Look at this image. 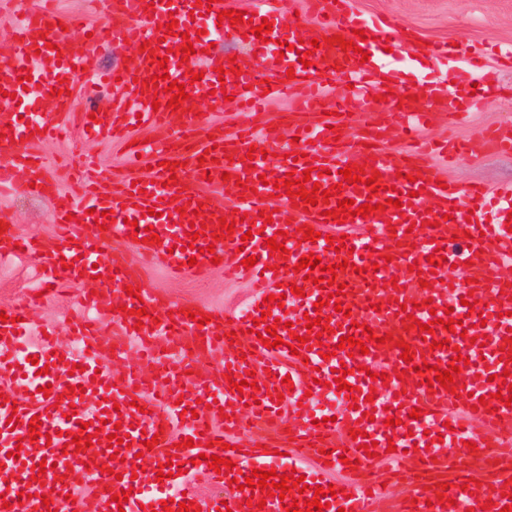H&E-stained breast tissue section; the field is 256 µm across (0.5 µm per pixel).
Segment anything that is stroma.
I'll use <instances>...</instances> for the list:
<instances>
[{
    "mask_svg": "<svg viewBox=\"0 0 512 512\" xmlns=\"http://www.w3.org/2000/svg\"><path fill=\"white\" fill-rule=\"evenodd\" d=\"M356 8L367 18L394 19L400 30L412 31L419 40L429 43L445 40L463 49L484 51L485 63L490 67L496 66L499 50L512 49V0H356ZM501 82L507 87V94L477 99L456 117L440 113L423 132L426 141L450 137L471 146L470 152L452 165L431 158L430 163L440 176L463 186L480 183L491 189L512 183V154L498 152L484 140L489 128L512 127V70L502 71ZM34 150L54 172L72 159L94 154L111 169L114 180L127 176L118 145L106 141L77 134L63 142L38 143ZM0 210L11 216L19 233L38 238L45 246L54 245L56 228L49 201L3 192ZM144 274L163 298L174 303L192 302L205 308H220L228 317L239 315L254 300L250 278L245 274L228 280L216 268L203 280L189 277L174 281L157 266L146 267ZM37 285L36 273L28 259L0 265V307L19 302ZM79 291L78 285H62L59 296L33 314L34 327L45 324L57 327L61 342H69L66 320L75 312Z\"/></svg>",
    "mask_w": 512,
    "mask_h": 512,
    "instance_id": "stroma-1",
    "label": "stroma"
}]
</instances>
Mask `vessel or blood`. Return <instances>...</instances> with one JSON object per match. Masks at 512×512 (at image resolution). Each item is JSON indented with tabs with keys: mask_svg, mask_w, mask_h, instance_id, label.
Here are the masks:
<instances>
[{
	"mask_svg": "<svg viewBox=\"0 0 512 512\" xmlns=\"http://www.w3.org/2000/svg\"><path fill=\"white\" fill-rule=\"evenodd\" d=\"M240 0H214L200 5L196 0H112V10L102 26L93 28L91 43L107 42L114 51L130 45L141 52L136 63L117 67L108 75L109 83H121L129 103L117 111L90 122V109L77 108L69 89L94 75L87 55L70 44L69 31L77 27L74 17L43 7L24 12L17 18L16 39L8 56L0 58V89L22 92L21 76L31 75L39 84L36 108L27 117L15 112L0 113V190L17 189L24 194L49 200L57 226L56 248L47 249L14 231L0 233V264L18 256L29 258L47 284H79V312L71 323L77 345H65L57 336L30 342V318L40 300L36 297L7 308L8 322H0V469L9 479L0 482V494L11 507L9 512H153L160 502L170 504L169 512H179L182 500L201 502L199 483L226 485L227 477L210 469L203 452L231 459L232 475L250 476L252 469L286 470L301 467L310 460L314 469L307 476L313 486L328 487L332 462L340 457L353 460V478L343 491L331 499L325 512H369L375 497L384 492L373 465L375 460L391 461L397 482L407 485L411 500L406 512H482L487 500H494L490 512L512 504V407L494 400L499 390L498 374L505 369L500 359L504 339L512 332V276L503 273L505 262L512 261V230L506 221L512 216V188L490 193L485 187L466 188L448 184L440 188L437 174L425 158L426 148L420 132L439 112L469 105L474 95L491 96L499 92L494 72H486L478 86L463 85L449 89L457 79L456 47L438 42L427 49L428 58L447 66L444 80L428 77L418 100H408L400 86L405 71L403 58L387 52L389 41L399 39L396 24L379 18L366 21L358 15L354 0H302L299 16L288 30H281L276 8L260 7L251 21L237 26L223 25L218 14L240 10ZM203 14L209 34L193 41L195 55L182 60L181 34L192 29L196 14ZM178 21V35L165 30L170 19ZM272 21L268 43L261 55L239 56L236 73L219 78L216 69L227 66V58L211 51L212 42L229 34L251 33L253 26ZM364 31L367 40L359 55H345L340 45L325 46V38L340 35L353 40L354 30ZM320 39L311 66H303L294 49L299 40ZM290 50H282V43ZM167 59L171 79L184 84L188 94L181 110L168 109L169 93L154 91L148 80L157 74V62ZM294 79H287V70ZM199 73L200 81L191 82L190 73ZM344 75L351 84L347 97L336 105V113L326 116L323 103L326 87L336 75ZM66 84V94L53 95V88ZM291 99L302 115L289 126H273L260 105L264 92ZM242 103L247 118L245 128L225 135L223 127L211 129L210 139L197 140L194 116L200 96L219 106L225 93ZM386 94L391 106L375 107L374 94ZM373 113L374 130L380 135L402 131L408 141L404 153L393 154L380 148L359 145L350 133L351 109ZM89 130L91 136L120 144L128 170L150 164V179L101 187V171L95 162H86L80 173V188L72 195L61 192L57 178L41 158L35 157L27 142L65 135L69 129ZM179 129L185 136L183 147H169L166 141L134 143L141 129ZM176 170H169V162ZM364 166L366 175H379L383 186L379 193L370 187L346 183L345 166ZM317 168L321 189L341 184L336 197L319 201L311 209L294 206L288 196L274 197L273 184L287 173L302 174ZM249 186L244 200H225L223 173ZM177 184H170V177ZM356 204L373 201L379 209L368 217L355 216L363 224L362 232L349 236L334 248L325 236L335 222L330 214L339 201ZM402 208H393V201ZM199 204L198 212L187 211V203ZM113 211L114 220L107 230L98 229L95 212ZM272 224H265L264 214ZM204 221L205 236L190 241L194 220ZM234 222L232 235H220V220ZM318 231L315 241L303 240L300 226ZM258 234H250V227ZM154 229L160 244L147 242V229ZM287 232L285 253L268 248L267 238ZM129 241L134 251L151 264L163 267L174 277L204 276L212 264H220L225 275L251 273L259 296L245 314L227 318L214 312L211 322L192 321L197 304L186 312L167 313L159 307L157 290L142 277L139 268L128 265L123 253L110 252L113 240ZM213 247L215 261L188 266L201 248ZM315 254L323 265L347 262L338 271L336 281L355 290L342 296V312L327 305V290L305 281L296 274L301 256ZM256 256L252 268L242 261ZM388 256L385 268L374 269V262ZM299 285L300 295H292L291 285ZM137 287L140 297L127 295ZM283 296L282 306L265 308L262 299ZM474 297V308L461 303ZM322 309H315V302ZM414 304L413 316L401 320V305ZM127 312H119V305ZM146 308L149 317L138 320L133 311ZM329 319L330 333L320 340H307L299 354H292L288 343L293 335L306 337V321L316 316ZM452 316L462 322L464 331L448 334L435 327L433 339L442 341L439 349L423 342L420 324L432 318ZM265 325L284 321L277 334L283 344L266 348L251 328L255 318ZM111 320L120 328L119 339L105 337L100 324ZM371 328L374 341L368 342V354L348 355L340 349L341 337L363 339L364 328ZM247 336L243 353H228V332ZM392 334L391 343L378 344V337ZM485 345H477V337ZM135 343L144 359L154 363L149 373L127 361L125 346ZM408 343L412 353L429 365L427 375L416 374L413 365L401 357L400 343ZM468 357L454 381L456 392H446L435 383L436 368H448L456 356ZM48 373L38 374V365ZM347 368L346 381L357 388L356 408L336 415L332 408H319L314 396L324 394L334 372ZM384 368L387 381L371 380L370 371ZM254 371L255 388L235 390V383ZM406 380H399V371ZM291 378L284 386L283 378ZM50 393H42V386ZM79 393H71V386ZM488 397L489 403L476 407V415L489 432L473 434L462 428L452 413L455 399L465 407H474V397ZM287 415H280V406ZM423 409L421 418H411L412 409ZM250 410L256 420L271 422L273 433L263 445L238 434V417ZM398 423L386 425L387 416ZM42 426L38 440L28 438L31 418ZM97 429L99 444L86 453L63 452L81 423ZM125 427L129 446L122 449L126 462L117 475L102 473L107 435L116 427ZM365 431L364 441L349 439L338 448L337 433L347 434L351 427ZM157 436L151 450H144V436ZM193 439L194 447H183L184 439ZM476 443L469 451L468 443ZM376 444L378 458H369L366 445ZM395 452H388V445ZM94 468H86V461ZM453 461L450 488L439 490L438 466ZM50 462L51 468L33 481V465ZM179 464L182 475L157 481L154 477L166 462ZM148 463L153 474L139 476L140 463ZM496 474L506 483L507 494L492 497L487 484H473L479 470ZM311 490L305 498H313ZM129 492L124 505L111 496ZM53 503H42L43 495ZM445 502H436V495ZM265 508H258V501ZM201 512H217L228 506L231 512H286L279 497H265L251 489L231 491L225 499L201 502Z\"/></svg>",
	"mask_w": 512,
	"mask_h": 512,
	"instance_id": "b4317fda",
	"label": "vessel or blood"
}]
</instances>
